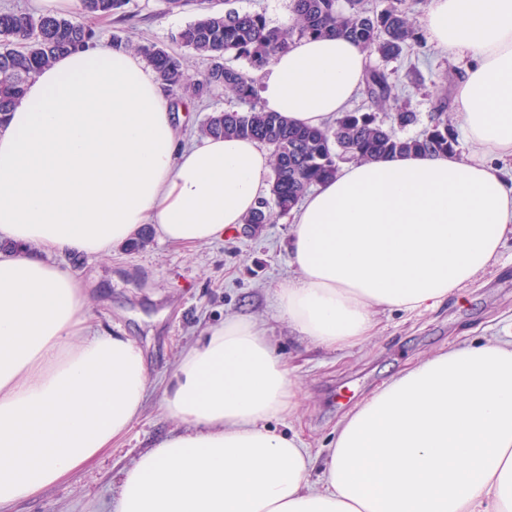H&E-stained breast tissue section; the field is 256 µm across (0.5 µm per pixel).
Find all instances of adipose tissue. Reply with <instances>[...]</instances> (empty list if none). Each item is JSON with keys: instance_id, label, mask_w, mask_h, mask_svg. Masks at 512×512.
I'll list each match as a JSON object with an SVG mask.
<instances>
[{"instance_id": "ef3b65f1", "label": "adipose tissue", "mask_w": 512, "mask_h": 512, "mask_svg": "<svg viewBox=\"0 0 512 512\" xmlns=\"http://www.w3.org/2000/svg\"><path fill=\"white\" fill-rule=\"evenodd\" d=\"M430 41L465 60L454 107L468 155L353 162L292 214L296 276L279 318L335 351L383 311L437 307L512 238V0H428ZM367 53L303 38L262 71V107L309 127L346 111ZM259 142L182 147L156 71L103 42L60 56L0 124V512L60 484L128 433L147 398L144 352L90 336L82 282L52 253L108 255L144 225L199 245L266 193ZM301 389L263 322L230 318L180 359L164 391L183 432L121 478L112 512H512V336L417 360L337 424L325 457L270 429Z\"/></svg>"}]
</instances>
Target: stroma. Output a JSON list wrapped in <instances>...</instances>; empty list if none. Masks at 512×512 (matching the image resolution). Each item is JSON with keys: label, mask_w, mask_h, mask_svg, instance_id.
I'll use <instances>...</instances> for the list:
<instances>
[{"label": "stroma", "mask_w": 512, "mask_h": 512, "mask_svg": "<svg viewBox=\"0 0 512 512\" xmlns=\"http://www.w3.org/2000/svg\"><path fill=\"white\" fill-rule=\"evenodd\" d=\"M201 12L198 0L167 11L164 0H130L122 19L98 21L102 40L119 35L131 43L170 44L171 35ZM384 64L398 79L403 96L416 114L403 126L393 112L382 113L386 126L401 137L416 136L431 125L435 102L452 98L453 82L464 64L421 37L401 58ZM223 89L195 103L193 111L174 115L179 139L188 144L199 136L212 112L237 108ZM287 217L258 231L240 227L224 239L179 247L151 235L137 252L109 256L59 257L84 284L90 332H118L143 347L151 388L141 414L127 435L91 464L63 483L34 498L15 503L12 512H105L115 496L122 471L156 442L182 425L163 407V391L182 355L209 328L232 317L263 321L273 348L288 359L302 390L299 412L311 448L326 447L340 418L369 391L389 380L409 362L446 347L452 339L482 340L512 334V242L498 260L465 285L462 299L416 313L383 312L382 330L360 346L335 352L301 340L287 321L278 318L273 295L295 272L289 264Z\"/></svg>", "instance_id": "1"}]
</instances>
